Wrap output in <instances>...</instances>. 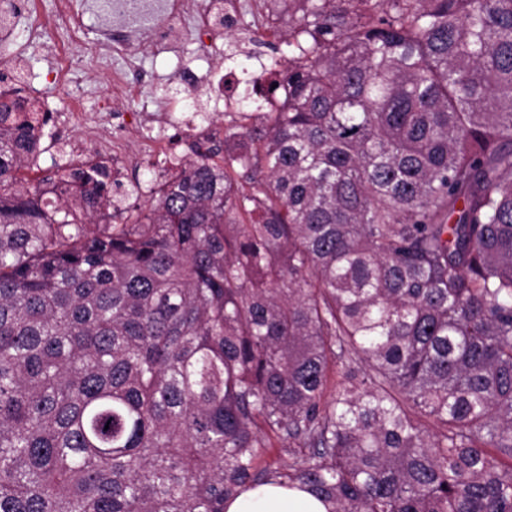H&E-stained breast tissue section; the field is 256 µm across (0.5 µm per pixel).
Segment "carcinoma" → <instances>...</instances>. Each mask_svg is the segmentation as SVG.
Wrapping results in <instances>:
<instances>
[{
  "label": "carcinoma",
  "mask_w": 512,
  "mask_h": 512,
  "mask_svg": "<svg viewBox=\"0 0 512 512\" xmlns=\"http://www.w3.org/2000/svg\"><path fill=\"white\" fill-rule=\"evenodd\" d=\"M300 2L286 106L123 224L0 90V512H512V0ZM269 444L270 447L264 448L258 460L259 468H264L269 465L275 467L277 462H288L291 460V455H288V448H284V446L288 445V440L283 442L271 434ZM226 512H325L312 494L284 486L265 484L248 488L228 502Z\"/></svg>",
  "instance_id": "carcinoma-1"
}]
</instances>
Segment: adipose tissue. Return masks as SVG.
Segmentation results:
<instances>
[{"mask_svg": "<svg viewBox=\"0 0 512 512\" xmlns=\"http://www.w3.org/2000/svg\"><path fill=\"white\" fill-rule=\"evenodd\" d=\"M226 512H325L312 494L284 486L252 487L228 502Z\"/></svg>", "mask_w": 512, "mask_h": 512, "instance_id": "1", "label": "adipose tissue"}]
</instances>
